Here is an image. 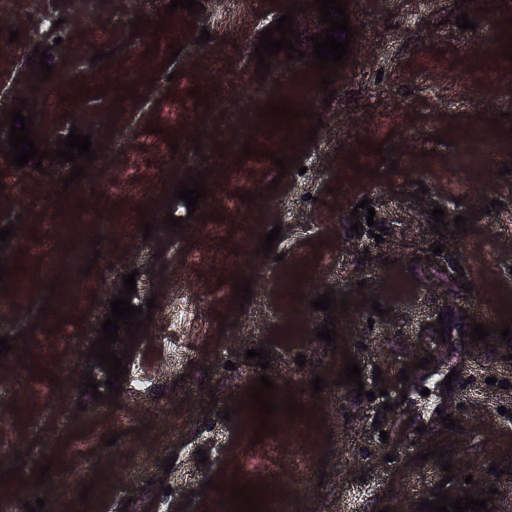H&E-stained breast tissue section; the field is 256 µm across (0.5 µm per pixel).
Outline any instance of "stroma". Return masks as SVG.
<instances>
[{
    "mask_svg": "<svg viewBox=\"0 0 512 512\" xmlns=\"http://www.w3.org/2000/svg\"><path fill=\"white\" fill-rule=\"evenodd\" d=\"M355 32L352 52L329 89H316L312 114L323 125L314 142L290 152L287 173L268 157V133L250 142L252 156L218 168L219 145L235 141L249 123L240 110L222 122L211 106L196 104L194 91L216 97L221 73L245 83L268 85L277 100L285 85L306 75L302 61L282 66L270 60L269 76L255 74L253 56L261 27L295 7L301 49L312 53L316 23L301 12L305 0H203L205 10L184 15L177 37L156 24L170 0H17L12 15L0 16V75L48 51L49 64H66L82 88L78 98L52 105L41 122L45 140L96 122L106 137L93 138L96 158L76 184L86 201L105 199L108 213L164 208L182 218V228L162 239L144 238L141 228L120 224L109 253L91 271L105 286L85 293L81 306L59 327L74 332L69 342L48 343L41 318L20 313L0 317V337H36L64 363L88 364L113 297L111 283L136 273L137 304L156 298L150 333L136 368L151 385L134 395L95 400L81 396L82 375L63 380L44 364H33L13 348L0 357V413L9 421L5 438L19 456L18 473L0 478V499L22 483H37L43 464L51 472L40 485L42 512H141L166 496V512H224L226 464L253 448L272 452L271 472L260 481L266 496L292 491V460L307 456L308 491L293 512H417L434 493L488 499L494 512H512V343L498 331L512 323V4L505 0H346ZM467 13L474 28L467 43L450 22L451 9ZM211 39L199 43L201 30ZM18 41H10V32ZM493 38L502 76L488 85L481 49ZM179 55H172V48ZM109 56L96 60L95 52ZM222 58V70L211 59ZM137 66L132 86L100 81L102 67ZM191 111L190 124L175 117ZM494 140L498 153L486 166L466 167L459 149L473 131ZM207 176L209 193L196 211L175 199L173 188L187 172ZM135 180L132 193L117 183ZM389 202L415 212L420 201L451 208L466 218L465 232L447 225L434 233L430 215L409 230L390 224L384 242L370 227L350 230L351 214L366 218L362 199ZM253 224L252 241L241 240V222ZM280 227L271 256L260 241ZM443 252H434V245ZM251 282V313L241 309L228 285ZM347 299V310L311 309L325 292ZM300 303L294 320L282 316V299ZM206 310L202 337L183 359L171 360L160 344L167 314L181 302ZM382 311L374 313L371 304ZM332 324L335 346L317 338ZM490 329L486 345L463 336V328ZM265 349L280 365L270 378L278 410L267 421L244 417L261 367L246 359ZM305 365H297V355ZM362 368L366 393L338 384L345 356ZM426 368H418L419 359ZM408 382H401V374ZM327 380L312 392V378ZM387 397L377 394L378 388ZM376 399H368V392ZM219 403H212V395ZM295 398L301 413L282 404ZM392 410H385V403ZM451 415L455 428H444ZM304 424L294 441L282 439L285 421ZM192 431V449L179 435ZM90 440L94 469L63 485L74 448ZM155 449L150 466L141 448ZM443 458L427 457L428 448ZM207 462H200V455ZM174 458L171 470L162 462ZM451 459L450 473L441 469ZM87 500H80V491Z\"/></svg>",
    "mask_w": 512,
    "mask_h": 512,
    "instance_id": "35a3bbf8",
    "label": "stroma"
}]
</instances>
